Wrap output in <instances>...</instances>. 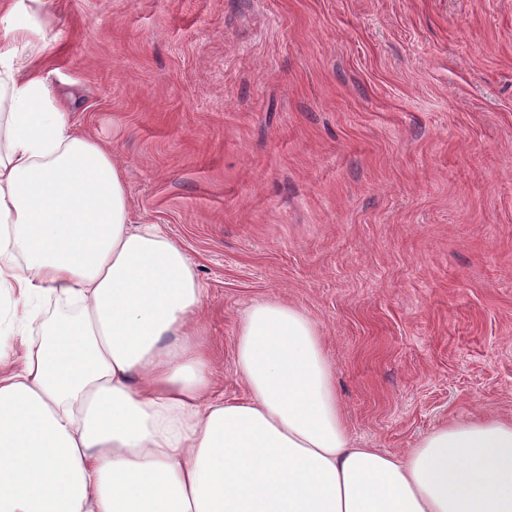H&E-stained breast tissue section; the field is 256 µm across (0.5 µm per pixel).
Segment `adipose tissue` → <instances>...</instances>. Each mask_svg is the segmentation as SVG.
Wrapping results in <instances>:
<instances>
[{
    "mask_svg": "<svg viewBox=\"0 0 512 512\" xmlns=\"http://www.w3.org/2000/svg\"><path fill=\"white\" fill-rule=\"evenodd\" d=\"M49 2L0 0V512H512V419L354 447L319 328L283 300L245 311V394L213 398L205 289L57 102Z\"/></svg>",
    "mask_w": 512,
    "mask_h": 512,
    "instance_id": "adipose-tissue-1",
    "label": "adipose tissue"
}]
</instances>
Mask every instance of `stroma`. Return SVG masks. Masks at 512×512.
<instances>
[{
  "label": "stroma",
  "mask_w": 512,
  "mask_h": 512,
  "mask_svg": "<svg viewBox=\"0 0 512 512\" xmlns=\"http://www.w3.org/2000/svg\"><path fill=\"white\" fill-rule=\"evenodd\" d=\"M42 60L195 265L217 392L254 300L317 323L348 432L512 417V0H52Z\"/></svg>",
  "instance_id": "stroma-1"
}]
</instances>
